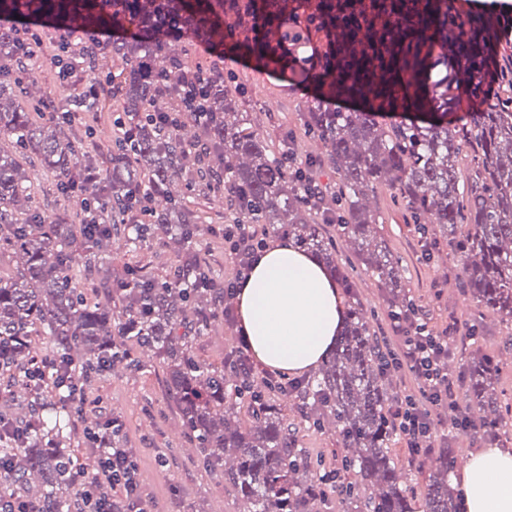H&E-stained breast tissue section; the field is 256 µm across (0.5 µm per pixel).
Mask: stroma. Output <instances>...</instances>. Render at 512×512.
Listing matches in <instances>:
<instances>
[{
  "label": "stroma",
  "instance_id": "35a3bbf8",
  "mask_svg": "<svg viewBox=\"0 0 512 512\" xmlns=\"http://www.w3.org/2000/svg\"><path fill=\"white\" fill-rule=\"evenodd\" d=\"M224 66L247 74L243 96L257 107L254 117L258 127L272 124L292 131L301 158L325 159V147L305 132L302 122L304 105L312 96L309 86L246 67L239 59H227ZM120 111L118 103L113 102L96 119L89 113H79L69 133L81 139L84 146L93 147L116 136L112 120ZM369 206L377 217L379 233L401 258L408 287L428 314L430 326H440L452 318L465 326L476 322L482 325V333L476 340L458 338L453 341L448 358L451 372L459 371L468 351L478 349L496 356L501 367L497 388L512 403V351L506 346L512 329L478 309L459 291L457 261L448 249H441L430 262L420 261L418 237L405 220L403 206L394 203L388 187H378L370 197ZM197 249L200 259L206 261L216 279L234 278L235 263L223 237L203 232ZM101 253L104 260L96 270H89L85 263L79 262L71 267L70 275L88 299L102 303L108 299V288L114 287L116 280L123 277L127 269L138 266L142 259H150L152 272L159 276L179 263L162 235L145 251L131 248L119 236L104 246ZM338 259L352 269L373 324L385 327L387 305L375 279L356 268V260L346 247H339ZM238 336L237 327L220 320L194 340L193 351L198 359L219 364L237 345ZM129 350L133 358L139 359V369L130 372L119 367L104 373L94 381L92 393L103 402V416L119 417L124 424L123 445L136 452L142 490L150 512H236L235 496L224 483L223 467L200 460L193 443L183 432L168 393L167 375L161 360L154 355L144 356L142 349L134 344ZM300 439L313 461L329 471L340 469L342 450L331 429L319 430L304 424L300 427ZM161 453L167 458L163 465L157 460Z\"/></svg>",
  "mask_w": 512,
  "mask_h": 512
}]
</instances>
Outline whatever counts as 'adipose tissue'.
I'll return each mask as SVG.
<instances>
[{"instance_id":"adipose-tissue-1","label":"adipose tissue","mask_w":512,"mask_h":512,"mask_svg":"<svg viewBox=\"0 0 512 512\" xmlns=\"http://www.w3.org/2000/svg\"><path fill=\"white\" fill-rule=\"evenodd\" d=\"M239 326L254 356L290 375L315 371L333 349L346 307L323 262L288 239L272 241L237 292ZM467 512H512V448L470 454L456 478Z\"/></svg>"}]
</instances>
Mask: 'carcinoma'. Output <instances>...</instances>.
<instances>
[{
  "instance_id": "cac0c4a2",
  "label": "carcinoma",
  "mask_w": 512,
  "mask_h": 512,
  "mask_svg": "<svg viewBox=\"0 0 512 512\" xmlns=\"http://www.w3.org/2000/svg\"><path fill=\"white\" fill-rule=\"evenodd\" d=\"M81 2L84 27L121 32L91 53L88 69L121 62L126 75L115 95L125 112L143 120L135 141L113 144L109 166L101 169L65 134L62 120L31 115L29 105L45 96L37 74L22 84L0 73V139L13 147L0 150V249L24 258L15 275L0 278V355L7 365L0 394L28 392L22 420L11 402L0 411V497L22 496L41 512H69L77 496L69 473L79 458L62 447L72 430L70 411L59 396L28 387L33 337L48 338L58 365L88 374L101 359L134 368L116 339L122 329L166 364L182 425L197 454L224 466L238 512H321L333 496L343 512H463L464 493L448 482L452 449L439 450L422 494L400 476L412 467H399L390 454L394 397L377 359L383 332L372 329L353 278L336 258V239L314 221V208L278 164L246 102L230 83L215 80L217 122L209 127L190 120L172 133L144 116L154 111V73L170 61V37L179 34L211 46L215 69L226 56H246L259 71L289 72L312 84L305 129L325 144L336 173L330 206L341 219L343 241L378 281L389 313L404 317L419 306L366 205L379 184L394 190L423 241L448 244L462 293L512 323V72L502 60V34L512 18L472 17L457 0H179L198 33L155 23L160 0H127L110 17L99 0ZM74 11L73 0H44L37 13L26 0H0V19L32 14L62 25ZM486 77L497 86L492 98L482 96ZM463 94L474 111L448 113ZM339 98L362 105L339 111L333 107ZM21 156L50 172L55 184H76L72 220H42ZM175 183L197 200L224 194L235 222L264 224L315 251L351 292L332 353L292 395L302 420L336 433L347 484L314 469L298 443L297 424L272 389L194 358L192 340L222 316L224 296L195 283L207 271L197 255L202 214L173 194ZM141 191L164 202L133 223L132 198ZM160 233L181 255V277H158L145 264L129 269L106 304L88 301L72 281L70 267L92 266L112 236L138 247ZM462 372L468 409L498 438L512 421V405L495 388L499 363L474 350Z\"/></svg>"
}]
</instances>
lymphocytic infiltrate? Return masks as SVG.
Instances as JSON below:
<instances>
[{
	"label": "lymphocytic infiltrate",
	"mask_w": 512,
	"mask_h": 512,
	"mask_svg": "<svg viewBox=\"0 0 512 512\" xmlns=\"http://www.w3.org/2000/svg\"><path fill=\"white\" fill-rule=\"evenodd\" d=\"M70 36L54 45L52 63L57 67L59 82L75 85L82 103H89L107 95L113 87V79H103L88 70L81 53L72 48L74 40L87 38L89 43H99L101 38L111 37V30L82 31L81 27L69 29ZM185 76L180 85L178 104L172 112H154L150 118L170 130H179L186 120L196 124H208L215 116L209 103L211 73L203 63H185L181 66ZM224 241L237 263L234 280L225 282L224 296L234 299L242 281L266 244V232L258 224H228L224 229ZM388 344L382 353V363L388 369L404 370L413 384V394L397 400L389 409V418L406 442L411 457L432 454L436 449L437 432L457 433L470 430L471 424L461 412L457 392L458 382L449 374L444 358L450 342L459 336L458 323L435 329L429 327L419 314L407 318H392L388 323ZM53 357L44 356L33 360L32 386L41 390L52 388L65 391L66 403L72 414L83 416L89 407L98 406L92 398L86 381H74L71 375H51ZM121 420L107 418L101 428L86 435V445L100 458V469L95 475H87L81 469L71 473L75 485L82 494V512H147L140 485L137 481L138 463L128 448L115 445L116 437L122 436Z\"/></svg>",
	"instance_id": "1"
}]
</instances>
